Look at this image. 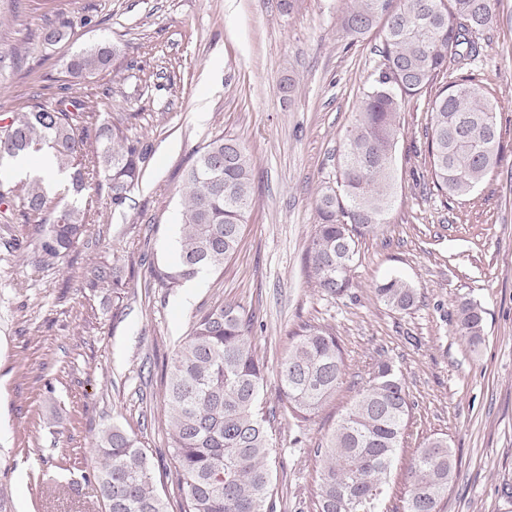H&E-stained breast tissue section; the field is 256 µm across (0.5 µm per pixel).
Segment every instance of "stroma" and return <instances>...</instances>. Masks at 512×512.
Instances as JSON below:
<instances>
[{
  "instance_id": "obj_1",
  "label": "stroma",
  "mask_w": 512,
  "mask_h": 512,
  "mask_svg": "<svg viewBox=\"0 0 512 512\" xmlns=\"http://www.w3.org/2000/svg\"><path fill=\"white\" fill-rule=\"evenodd\" d=\"M349 0H0V116L62 92L96 95L124 116L153 153L124 212L106 190H50L53 201L96 220L56 265L36 268L4 242L35 225L0 216V512H104L94 478L100 431L117 425L144 449L168 512L185 490L169 448L166 374L200 313L224 303L254 317L251 341L273 411L271 490L276 512H315L318 444L354 401L375 360L393 361L411 403L406 441L384 512H403L406 473L430 436L446 437L457 474L442 512H512V0L478 38L473 74L498 104L501 161L469 196L432 184L426 129L433 89L401 114L396 187L385 224L358 237L351 286L317 291L308 247L315 204L339 179L337 159L368 79L383 63V31L347 36ZM68 36L42 44L46 23ZM119 49L111 68L68 75L69 58L100 43ZM237 136L254 169L255 205L238 251L199 276L189 305L152 276L172 263L184 173L196 149ZM119 262L120 300L82 288L94 260ZM391 276L419 295L396 312L375 288ZM480 305L485 340L470 346L455 311ZM333 331L345 379L309 420H295L278 371L303 325Z\"/></svg>"
}]
</instances>
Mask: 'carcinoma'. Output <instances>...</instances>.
<instances>
[{
    "instance_id": "1",
    "label": "carcinoma",
    "mask_w": 512,
    "mask_h": 512,
    "mask_svg": "<svg viewBox=\"0 0 512 512\" xmlns=\"http://www.w3.org/2000/svg\"><path fill=\"white\" fill-rule=\"evenodd\" d=\"M496 0H352L342 25L361 37L382 24L383 67L363 92L346 130L340 157L342 193L316 201L318 224L308 249L315 287L332 298L345 295L355 263L356 238L385 223L393 195L394 161L406 101L428 87L431 133L427 154L434 186L457 197L471 194L501 160L497 105L470 75L448 80V62L478 55L473 35L496 21ZM64 24L40 34L46 45L65 39ZM110 43L70 58L68 73L85 78L109 69ZM123 119L91 105L89 96L62 95L34 102L0 126V161L53 150L80 194L87 180L106 186L112 211L126 209L130 192L148 164L151 148L129 139ZM254 177L248 149L230 134L195 151L179 214L181 235L174 264L153 269L164 288H175L213 271L236 250L253 204ZM27 220L49 213L31 241L9 248L51 266L85 235L89 212L73 204L49 210L43 179L0 183V205ZM82 287L120 299L122 266L96 261ZM380 301L398 312L417 302L416 289L391 277L376 288ZM251 319L231 304H217L194 323L167 375L164 407L170 448L186 489L184 512H274L269 500L271 436L261 407L264 365L251 344ZM456 331L477 347L484 341L483 310L471 302L456 312ZM342 349L327 328L306 325L279 369L280 391L292 416L316 414L342 384ZM411 407L401 376L389 359L373 363L368 381L325 443L316 449L319 481L316 512H380L386 485L403 447ZM95 479L106 512H166L147 455L117 426L101 430ZM456 461L448 439L429 437L417 449L407 475L403 512H440Z\"/></svg>"
}]
</instances>
